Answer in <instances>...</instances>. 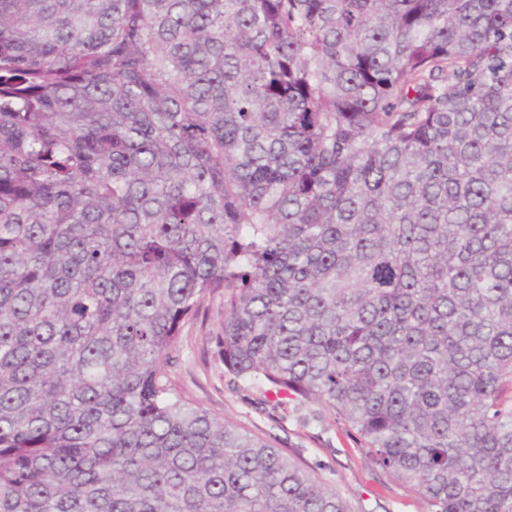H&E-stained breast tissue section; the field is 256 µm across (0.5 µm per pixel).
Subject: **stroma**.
<instances>
[{"label":"stroma","mask_w":512,"mask_h":512,"mask_svg":"<svg viewBox=\"0 0 512 512\" xmlns=\"http://www.w3.org/2000/svg\"><path fill=\"white\" fill-rule=\"evenodd\" d=\"M223 321L221 299H209L185 329L184 346L169 369L178 389L226 420L276 436L306 466L329 476L352 512H425L423 500L373 466L360 441L321 406L289 410L283 426L273 424L257 403V391L224 372L214 342Z\"/></svg>","instance_id":"obj_1"}]
</instances>
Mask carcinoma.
Here are the masks:
<instances>
[{
  "label": "carcinoma",
  "mask_w": 512,
  "mask_h": 512,
  "mask_svg": "<svg viewBox=\"0 0 512 512\" xmlns=\"http://www.w3.org/2000/svg\"><path fill=\"white\" fill-rule=\"evenodd\" d=\"M317 403L512 512V0H0V512H352L169 378Z\"/></svg>",
  "instance_id": "carcinoma-1"
}]
</instances>
